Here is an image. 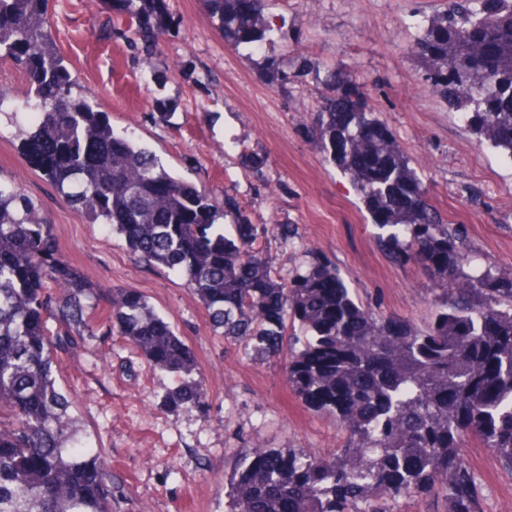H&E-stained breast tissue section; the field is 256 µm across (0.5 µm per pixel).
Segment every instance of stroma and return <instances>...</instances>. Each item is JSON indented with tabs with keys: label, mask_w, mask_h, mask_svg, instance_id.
<instances>
[{
	"label": "stroma",
	"mask_w": 512,
	"mask_h": 512,
	"mask_svg": "<svg viewBox=\"0 0 512 512\" xmlns=\"http://www.w3.org/2000/svg\"><path fill=\"white\" fill-rule=\"evenodd\" d=\"M448 0H269L272 30L253 55L236 51L202 0H170L177 22L158 51L130 47L137 20L116 0H49L56 45L73 77L98 97L112 126L131 133L180 177L236 197L281 276L317 253L361 299L426 324L429 280L394 263L350 182L309 136L326 90L310 62L342 65L369 89L424 188L469 248L512 272V159L481 143L460 112L433 92L410 52L425 20ZM287 69L272 84L265 57ZM0 179L18 184L53 228L60 252L86 279L134 291L169 315L192 347L207 389L204 410H170L174 377L155 371L115 335L97 334L60 354L58 386L75 399L81 438L103 449L117 486L112 512H224L227 481L253 448L328 452L343 442L333 416L288 389L283 362L244 354L220 330L184 278L147 265L124 239L61 198L0 125ZM484 512H512V475L483 448L469 451Z\"/></svg>",
	"instance_id": "35a3bbf8"
}]
</instances>
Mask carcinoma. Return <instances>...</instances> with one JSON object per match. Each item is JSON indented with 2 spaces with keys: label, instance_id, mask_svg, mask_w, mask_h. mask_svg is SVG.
Returning a JSON list of instances; mask_svg holds the SVG:
<instances>
[{
  "label": "carcinoma",
  "instance_id": "obj_1",
  "mask_svg": "<svg viewBox=\"0 0 512 512\" xmlns=\"http://www.w3.org/2000/svg\"><path fill=\"white\" fill-rule=\"evenodd\" d=\"M118 2L142 22L146 49L170 32L167 0ZM203 2L236 50L259 48L267 0ZM48 5L0 0V59L27 82L24 108L1 91L0 114L16 125L24 113L23 153L92 223L183 276L224 338L284 358L290 391L344 435L331 453L253 449L235 469L226 512H401L415 496L436 500V512H482L465 449L489 450L512 475V273L467 249L395 136H361L364 125H384L365 89L341 101L343 72L310 63L330 95L308 132L357 190L389 256L424 268L434 312L422 328L360 302L319 255L276 275L267 228L112 128L59 54ZM410 51L480 140L512 159V0H448ZM101 292L61 257L22 189L0 179V512H112V468L78 438L73 398L53 375L59 353L97 334L87 311ZM104 325L177 378L167 407L204 406L193 349L144 296L110 292Z\"/></svg>",
  "mask_w": 512,
  "mask_h": 512
}]
</instances>
